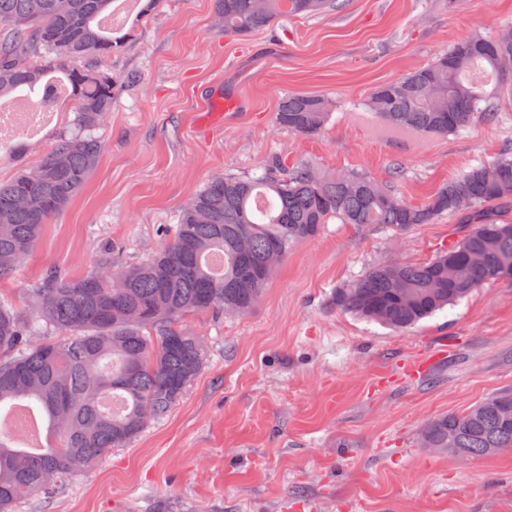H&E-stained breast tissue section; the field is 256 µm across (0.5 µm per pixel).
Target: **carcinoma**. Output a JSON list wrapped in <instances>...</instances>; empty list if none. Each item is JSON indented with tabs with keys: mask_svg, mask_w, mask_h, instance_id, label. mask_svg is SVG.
Here are the masks:
<instances>
[{
	"mask_svg": "<svg viewBox=\"0 0 512 512\" xmlns=\"http://www.w3.org/2000/svg\"><path fill=\"white\" fill-rule=\"evenodd\" d=\"M114 0H0V104L25 90L56 96L61 74L73 102L71 130L36 164L0 180V279L12 276L46 224L66 209L98 163V131L112 111V78L79 67L105 58L130 33L100 17ZM226 36L245 37L283 16L343 8L342 0H214ZM512 78V40L475 35L400 80L376 86L365 108L391 131L448 135L491 122L512 103V85L491 90L474 72ZM330 117L322 95L291 94L276 120L311 137ZM512 147L448 179L422 205L357 173L327 174L275 162L254 177H212L164 230L166 244L145 262L112 266L107 252L84 277L52 271L30 291L33 313L0 297V411L25 401L48 424L32 449L0 422V512L24 494L53 493L94 468L105 452L134 441L184 396L207 362L204 339L182 326L191 314H242L260 301L276 264L296 243L336 218L403 232L456 214L462 237L422 263L390 259L334 291L336 307L406 330L485 284L512 280ZM219 253L214 274L207 257ZM425 448L463 457L512 449V391L463 413L435 418Z\"/></svg>",
	"mask_w": 512,
	"mask_h": 512,
	"instance_id": "carcinoma-1",
	"label": "carcinoma"
}]
</instances>
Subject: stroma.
Returning a JSON list of instances; mask_svg holds the SVG:
<instances>
[{
    "label": "stroma",
    "instance_id": "1",
    "mask_svg": "<svg viewBox=\"0 0 512 512\" xmlns=\"http://www.w3.org/2000/svg\"><path fill=\"white\" fill-rule=\"evenodd\" d=\"M511 27L512 0H345L237 39L217 25L212 0H159L97 64L113 88L95 170L0 295L24 314L47 271L86 275L107 247L120 263L145 259L208 179L254 176L274 157L364 172L425 203L512 144V106L442 136L387 132L363 103L454 43ZM294 93L332 101L319 135L277 125ZM69 113L60 107L24 154L0 152V180L40 160ZM459 223L444 214L397 233L330 220L289 249L251 311L185 317L209 360L167 416L17 512H512V450L462 457L420 445L434 418L512 390V281L403 332L331 303L376 263L429 260ZM426 360L423 376H406Z\"/></svg>",
    "mask_w": 512,
    "mask_h": 512
}]
</instances>
